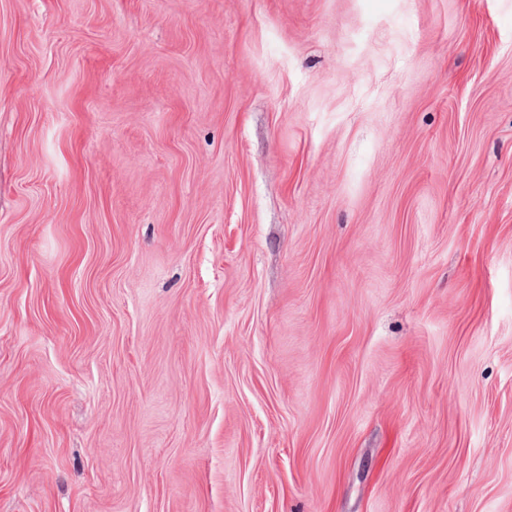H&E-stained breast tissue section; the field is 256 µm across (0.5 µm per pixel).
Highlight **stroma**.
Instances as JSON below:
<instances>
[{
  "mask_svg": "<svg viewBox=\"0 0 512 512\" xmlns=\"http://www.w3.org/2000/svg\"><path fill=\"white\" fill-rule=\"evenodd\" d=\"M0 512H512V0H0Z\"/></svg>",
  "mask_w": 512,
  "mask_h": 512,
  "instance_id": "stroma-1",
  "label": "stroma"
}]
</instances>
